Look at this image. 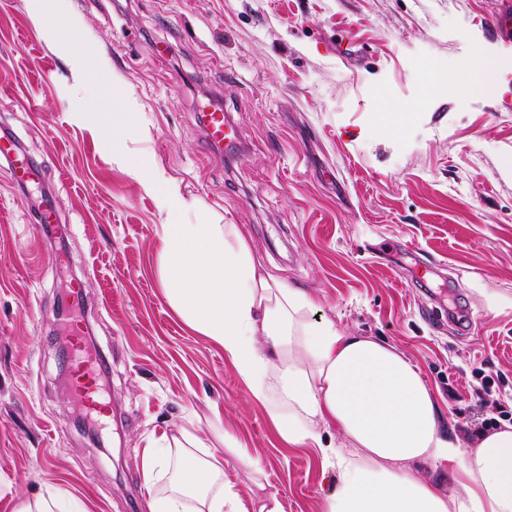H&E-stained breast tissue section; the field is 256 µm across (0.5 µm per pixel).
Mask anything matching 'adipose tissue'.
I'll use <instances>...</instances> for the list:
<instances>
[{
    "mask_svg": "<svg viewBox=\"0 0 512 512\" xmlns=\"http://www.w3.org/2000/svg\"><path fill=\"white\" fill-rule=\"evenodd\" d=\"M130 167L166 214L159 259L171 307L223 348L285 445L319 448L336 473L323 512H512V425L461 447L442 433L436 400L396 347L343 333L326 317L312 320L315 300L265 271L238 225L218 223L186 199L150 157L136 156ZM332 426L342 447L323 442ZM212 432L220 447L187 430L147 447V478L169 474L150 512H281L273 495L245 510L224 464L252 460L222 425ZM427 464L445 465L441 484L418 476Z\"/></svg>",
    "mask_w": 512,
    "mask_h": 512,
    "instance_id": "ef3b65f1",
    "label": "adipose tissue"
}]
</instances>
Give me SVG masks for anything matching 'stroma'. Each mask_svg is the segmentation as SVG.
Instances as JSON below:
<instances>
[{"label": "stroma", "mask_w": 512, "mask_h": 512, "mask_svg": "<svg viewBox=\"0 0 512 512\" xmlns=\"http://www.w3.org/2000/svg\"><path fill=\"white\" fill-rule=\"evenodd\" d=\"M0 0V136L39 172H0V512L55 492L86 512H148L143 455L214 420L244 443L224 480H261L283 512H322L332 480L315 448L283 446L223 348L172 309L159 275L166 215L128 159L151 157L318 315L395 346L461 444L478 411L512 408V31L500 0H66L77 72L33 20ZM483 63L484 85L458 88ZM447 71L440 90L430 68ZM141 114L120 145L99 136L113 77ZM242 146L214 154L202 106ZM395 105V113L384 110ZM50 205L64 236L35 221ZM63 268L51 262L54 253ZM81 278L109 365L101 429L69 400L48 317Z\"/></svg>", "instance_id": "obj_1"}]
</instances>
